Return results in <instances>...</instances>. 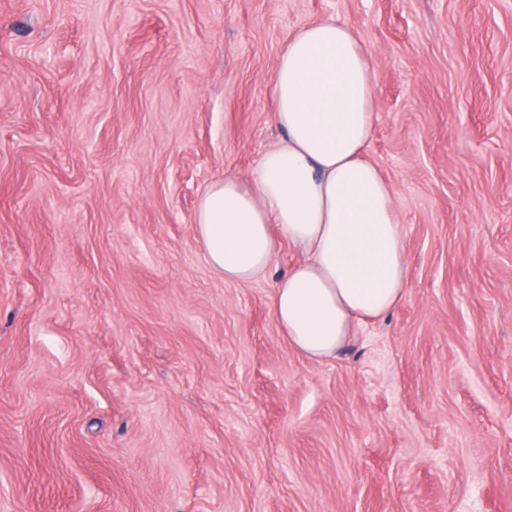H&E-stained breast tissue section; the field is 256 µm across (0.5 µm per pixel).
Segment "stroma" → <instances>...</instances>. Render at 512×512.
<instances>
[{"label":"stroma","instance_id":"35a3bbf8","mask_svg":"<svg viewBox=\"0 0 512 512\" xmlns=\"http://www.w3.org/2000/svg\"><path fill=\"white\" fill-rule=\"evenodd\" d=\"M331 17L409 287L314 362L194 219ZM0 512H512V0H0Z\"/></svg>","mask_w":512,"mask_h":512}]
</instances>
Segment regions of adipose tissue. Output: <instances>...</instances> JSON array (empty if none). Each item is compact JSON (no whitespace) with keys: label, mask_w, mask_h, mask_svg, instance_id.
I'll return each instance as SVG.
<instances>
[{"label":"adipose tissue","mask_w":512,"mask_h":512,"mask_svg":"<svg viewBox=\"0 0 512 512\" xmlns=\"http://www.w3.org/2000/svg\"><path fill=\"white\" fill-rule=\"evenodd\" d=\"M273 93L280 138L248 180L227 176L206 188L196 232L228 283L267 270L281 243L303 253L271 307L289 344L322 361L359 325L387 315L408 285L394 190L366 155L377 80L353 25L329 18L291 34Z\"/></svg>","instance_id":"ef3b65f1"}]
</instances>
